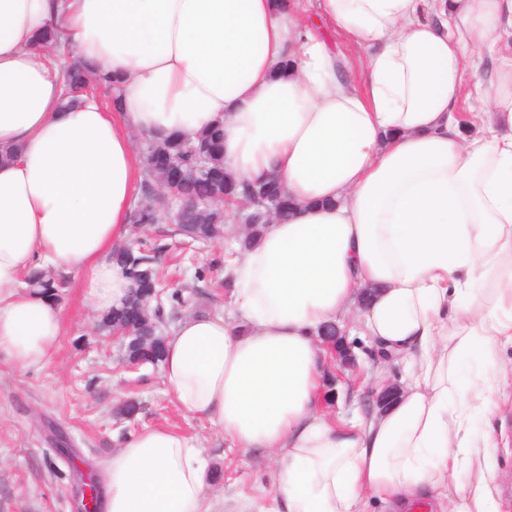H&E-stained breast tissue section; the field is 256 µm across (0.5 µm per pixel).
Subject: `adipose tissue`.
I'll use <instances>...</instances> for the list:
<instances>
[{
  "instance_id": "1",
  "label": "adipose tissue",
  "mask_w": 512,
  "mask_h": 512,
  "mask_svg": "<svg viewBox=\"0 0 512 512\" xmlns=\"http://www.w3.org/2000/svg\"><path fill=\"white\" fill-rule=\"evenodd\" d=\"M62 32L116 80L112 107L61 105L34 45ZM512 30V0H0V359L50 363L66 322L22 278L78 274L94 311L130 282L112 252L142 180L132 134L224 129L236 180L293 201L226 255L233 311L189 313L166 341L167 394L233 448L278 459L282 512H365L452 492L500 512L487 417L512 345V49L463 114L465 47ZM364 51L353 73L328 32ZM356 317L406 360L397 399L365 422L329 413L323 325ZM213 475L164 427L129 436L98 512H205Z\"/></svg>"
}]
</instances>
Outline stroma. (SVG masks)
Returning a JSON list of instances; mask_svg holds the SVG:
<instances>
[{"label": "stroma", "mask_w": 512, "mask_h": 512, "mask_svg": "<svg viewBox=\"0 0 512 512\" xmlns=\"http://www.w3.org/2000/svg\"><path fill=\"white\" fill-rule=\"evenodd\" d=\"M501 50L499 41L465 48L467 68L463 96L479 105L478 84ZM129 244L163 249L159 278L164 293L179 282H192L196 268L204 281L190 309L217 313L230 304L224 286L227 243L186 246L167 223L132 227ZM59 304L68 330L53 357L42 368L17 371L0 363V512H76L75 467L100 466L128 435L146 427H166L200 448L211 467L220 471L205 491L216 512L240 506L250 512H276V462L260 451L231 448L208 423L181 412L165 392L161 369H130L125 350L110 332L98 329V316L84 299L73 275H66ZM355 365L331 364L327 375L338 398L336 418H368L367 392L377 379L402 383L404 362L377 358L367 337L347 324ZM502 409L493 419L498 436L494 458L501 512H512V376L497 393ZM136 400L135 418L122 414L127 400Z\"/></svg>", "instance_id": "obj_1"}]
</instances>
